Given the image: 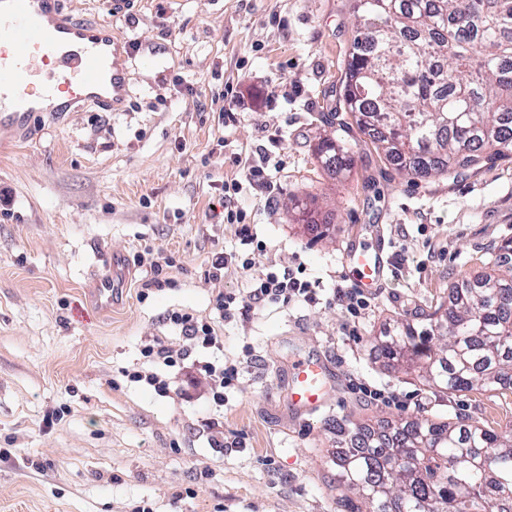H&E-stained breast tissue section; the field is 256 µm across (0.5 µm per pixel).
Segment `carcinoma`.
<instances>
[{"label": "carcinoma", "instance_id": "carcinoma-1", "mask_svg": "<svg viewBox=\"0 0 512 512\" xmlns=\"http://www.w3.org/2000/svg\"><path fill=\"white\" fill-rule=\"evenodd\" d=\"M354 11L344 110L399 171L512 158V0H354ZM317 152L350 167L333 140ZM378 348L430 389L511 390L512 273L457 284L448 308L394 324ZM336 433L351 444L334 464L352 512H512V432L424 419L392 436L341 423Z\"/></svg>", "mask_w": 512, "mask_h": 512}]
</instances>
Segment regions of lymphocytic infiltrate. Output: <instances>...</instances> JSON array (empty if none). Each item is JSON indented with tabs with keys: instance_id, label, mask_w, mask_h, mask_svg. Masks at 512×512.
<instances>
[{
	"instance_id": "lymphocytic-infiltrate-1",
	"label": "lymphocytic infiltrate",
	"mask_w": 512,
	"mask_h": 512,
	"mask_svg": "<svg viewBox=\"0 0 512 512\" xmlns=\"http://www.w3.org/2000/svg\"><path fill=\"white\" fill-rule=\"evenodd\" d=\"M268 157H261L258 163L248 165L245 181L224 182L219 189L218 203L224 209V221L238 225L239 246L235 251L215 253L211 260L209 277L218 280L229 266H236L249 279L247 294L239 296L233 293H217L215 297L218 320L202 319L183 310L168 312L166 324L179 329L184 342L179 346L168 344L163 337L156 336L143 344L140 354L143 361L139 367L123 370V377L134 383H143L154 389L161 396L170 390L169 381L160 375V368L183 369L185 364H192L198 380L204 381L216 407H223L227 394L239 377V367L217 360H192L191 355L200 350H223L224 338L219 332V321L246 316L259 311L269 304H290L294 301L312 302L316 292L309 281H303L290 271H277L268 266L257 269L256 257L264 251L258 244L247 220V213L234 203L244 184L250 183L260 187H270L267 174Z\"/></svg>"
}]
</instances>
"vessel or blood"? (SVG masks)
<instances>
[{
	"instance_id": "vessel-or-blood-1",
	"label": "vessel or blood",
	"mask_w": 512,
	"mask_h": 512,
	"mask_svg": "<svg viewBox=\"0 0 512 512\" xmlns=\"http://www.w3.org/2000/svg\"><path fill=\"white\" fill-rule=\"evenodd\" d=\"M130 48L105 25L75 22L62 0H0V139L32 129L38 112L83 103L97 111H122L128 96ZM52 59L44 74L36 65ZM384 243L351 249L358 288L372 292L385 278ZM107 262L91 295L102 307L118 301L123 288ZM330 375L320 357L296 360L288 380L291 403L304 410L323 405Z\"/></svg>"
}]
</instances>
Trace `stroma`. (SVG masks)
Here are the masks:
<instances>
[{
  "label": "stroma",
  "instance_id": "stroma-1",
  "mask_svg": "<svg viewBox=\"0 0 512 512\" xmlns=\"http://www.w3.org/2000/svg\"><path fill=\"white\" fill-rule=\"evenodd\" d=\"M75 18L111 22L130 41L128 109L87 106L39 119L36 135L0 140V512H350L332 459L340 421L379 428L420 417L512 431V390L451 395L378 356V336L449 305L454 286L512 270V159L421 179L368 143L340 96L356 34L352 0H135L110 17L102 0H64ZM237 121L218 120L226 88ZM346 144L351 171L325 166V138ZM268 148L275 192L235 199L266 252L318 284L319 301L269 305L225 322L224 358L239 383L212 408L127 381L142 343L179 344L171 310L215 316L218 291L245 293L235 269L205 273L234 251L237 228L213 205L240 157ZM383 229L394 274L360 320L335 300L354 278L352 245ZM172 256L167 286L144 289V248ZM125 273L123 299L100 311L87 288L105 258ZM326 356L328 403L288 399L290 363ZM361 380L397 404L362 399ZM225 440L209 444L210 418Z\"/></svg>",
  "mask_w": 512,
  "mask_h": 512
}]
</instances>
